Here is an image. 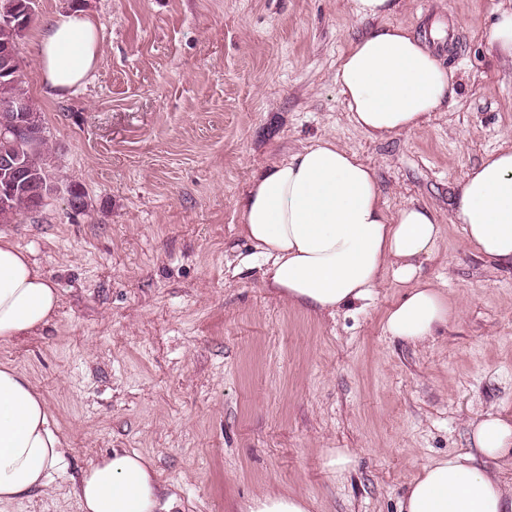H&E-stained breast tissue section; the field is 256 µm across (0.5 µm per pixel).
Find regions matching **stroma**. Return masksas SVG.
Wrapping results in <instances>:
<instances>
[{
	"mask_svg": "<svg viewBox=\"0 0 512 512\" xmlns=\"http://www.w3.org/2000/svg\"><path fill=\"white\" fill-rule=\"evenodd\" d=\"M500 0H403L395 23L457 80L417 131L373 140L336 82L372 24L351 0H86L100 58L48 97L35 43L70 0H37L20 41L57 190L1 224L59 293L53 321L0 343L63 448L50 486L0 512H82L73 487L112 449L149 457L170 512H238L273 491L310 512H399L424 465L470 452L471 422L512 414V269L447 223L466 172L512 148V62L484 33ZM330 137L372 167L390 211L443 217L423 274L447 295V328L411 345L384 329L403 295L317 315L275 296L237 202L253 170ZM79 186L87 208L67 205ZM344 448L351 469L323 466Z\"/></svg>",
	"mask_w": 512,
	"mask_h": 512,
	"instance_id": "35a3bbf8",
	"label": "stroma"
}]
</instances>
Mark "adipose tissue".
Here are the masks:
<instances>
[{
  "instance_id": "1",
  "label": "adipose tissue",
  "mask_w": 512,
  "mask_h": 512,
  "mask_svg": "<svg viewBox=\"0 0 512 512\" xmlns=\"http://www.w3.org/2000/svg\"><path fill=\"white\" fill-rule=\"evenodd\" d=\"M352 2L355 17L373 23L336 72L352 121L373 139L420 129L452 94L454 71L411 30L391 23L402 0ZM98 56L97 28L84 11L42 22L36 57L47 95L83 83ZM238 208L241 233L259 249L263 278L282 299L333 313L371 299L390 279L405 290L385 315L390 336L422 344L447 326L448 298L422 275L442 239L437 212L411 203L389 213L374 170L333 139L254 171ZM449 221L461 225L476 254L512 269V150L493 152L468 171ZM57 308L58 293L41 267L0 233V341L36 333ZM472 438L485 458L512 468L511 418L485 416ZM61 446L33 382L0 364V506L48 488ZM162 492L151 459L118 449L92 463L75 486L84 512H157ZM401 512H512V486L471 455L443 458L412 480Z\"/></svg>"
}]
</instances>
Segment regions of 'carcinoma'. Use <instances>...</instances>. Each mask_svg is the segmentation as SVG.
I'll list each match as a JSON object with an SVG mask.
<instances>
[{"mask_svg": "<svg viewBox=\"0 0 512 512\" xmlns=\"http://www.w3.org/2000/svg\"><path fill=\"white\" fill-rule=\"evenodd\" d=\"M35 0H0V131L21 119L35 128V134L14 138L0 134V159L21 163L17 178L0 167V224H10L29 209L30 194L54 189L47 163V142L39 112L23 88L19 40L35 15Z\"/></svg>", "mask_w": 512, "mask_h": 512, "instance_id": "obj_1", "label": "carcinoma"}]
</instances>
